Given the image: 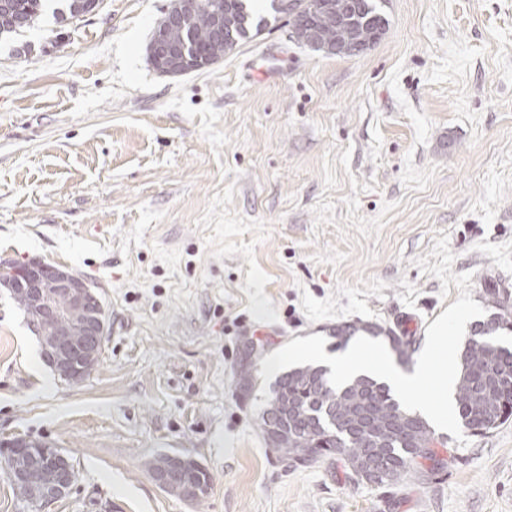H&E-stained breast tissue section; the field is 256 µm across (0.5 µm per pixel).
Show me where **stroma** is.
<instances>
[{
    "instance_id": "stroma-1",
    "label": "stroma",
    "mask_w": 512,
    "mask_h": 512,
    "mask_svg": "<svg viewBox=\"0 0 512 512\" xmlns=\"http://www.w3.org/2000/svg\"><path fill=\"white\" fill-rule=\"evenodd\" d=\"M171 3L103 0L0 43V260L87 279L109 318L70 385L0 288V441L76 473L46 512H512V421L446 436L428 482L355 484L337 460L288 467L257 425L267 397L237 387L245 344L319 334L333 355L330 327L401 316L411 370L460 295L415 263L443 236L472 299L512 320V0H383L357 56L281 20L164 76L146 47ZM160 454L207 469V495L159 487Z\"/></svg>"
}]
</instances>
